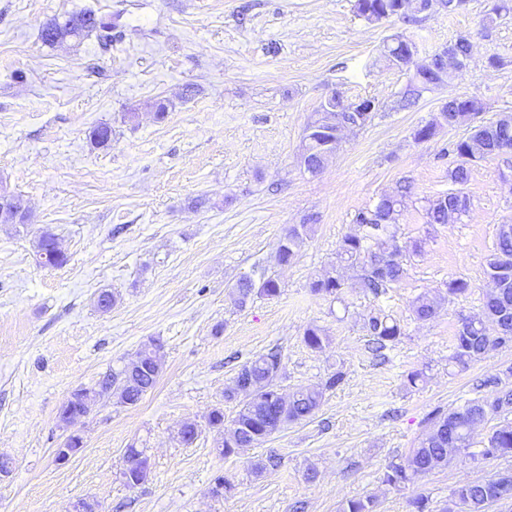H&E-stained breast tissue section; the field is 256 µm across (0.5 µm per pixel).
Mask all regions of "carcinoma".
Returning <instances> with one entry per match:
<instances>
[{
	"instance_id": "1",
	"label": "carcinoma",
	"mask_w": 512,
	"mask_h": 512,
	"mask_svg": "<svg viewBox=\"0 0 512 512\" xmlns=\"http://www.w3.org/2000/svg\"><path fill=\"white\" fill-rule=\"evenodd\" d=\"M359 16L371 20L370 14L382 11L386 17H396L405 24H413L417 19L398 10V0H356ZM124 32L118 26L92 10L73 13L60 21L53 18L41 29V40L53 45L67 38L82 40L95 37L103 49L123 39ZM435 69H416L412 78L401 92L399 104L410 107L420 98L423 91L434 80L436 71L444 69L439 55L431 57ZM466 104L462 98H453L446 104L447 126L463 124L472 125V120L462 117L456 111ZM352 112H335L328 106L314 113L308 127L320 129L313 137L310 153L305 158L304 167L313 173L325 164L322 159L327 150L330 135L327 131L336 130L337 126L349 123ZM455 155V165L448 169V180L456 189L438 196L428 202L426 208L427 223L446 224L451 214L462 218L470 209V199L464 192L469 181L470 168L473 164L489 158L512 152V124L497 121L472 125L468 137L457 141L451 147ZM411 196V185L399 186L394 196H383L373 206L359 211L353 223L362 229L360 234L345 235L338 248L340 261L361 268L360 288L363 292L379 297L393 285L400 283L407 274L404 255L397 244L395 224L398 208ZM315 219L310 217L304 224H297L288 229V247L278 248V260L290 262L296 249L303 240L308 226ZM37 248L44 256L43 265L60 267L67 263L66 254L58 247L57 238L50 230L41 231ZM486 275L493 283L494 290L484 297L482 312L460 320L454 336L453 352L448 362L463 371L489 352L498 348L512 346V233L497 232L494 250L490 255ZM341 279L327 272L312 284V292L321 296H337L342 293ZM447 294H420L411 303L413 316L418 321L434 319L442 309L447 297L468 293L470 284L462 278L448 280ZM240 303H245L251 295L275 297L279 294V284L271 276L259 280L244 279L238 284ZM497 325V334L486 333L485 321ZM363 328L375 350L379 351L389 343H394L402 335L400 325L389 316L371 311L363 316ZM304 341L313 350H321L329 344L325 330L311 326L304 332ZM282 369V356L279 352L260 354L241 365L234 382H246L253 387V392L241 401L239 408L231 419V438L224 440L219 454L224 457L239 454L243 448H255L263 439L255 438V433L265 431L269 437L282 430L290 423L305 420L319 410L324 393L341 385L345 373L337 370L331 373L325 383L319 386H301L288 396L287 403L278 406L275 397V382ZM158 374L153 371L118 372L109 370L96 382L102 395L115 396L122 404L136 405L146 393L153 389ZM480 386L491 388L494 396L477 398L464 407L448 413H437L432 419V427L425 438L410 455L399 462H390L385 467L384 481L394 487L413 483L436 469L448 465V451L468 450L473 444L476 426L507 411H512V387L506 386L500 376H490L481 381ZM512 454V425L498 427L487 437V444L478 452L482 457L508 456ZM512 500V471L499 473L497 476L477 483H466L453 491L454 508L448 512H488L497 503Z\"/></svg>"
}]
</instances>
